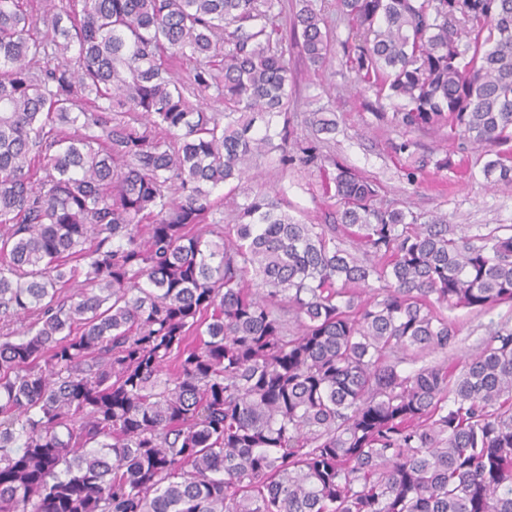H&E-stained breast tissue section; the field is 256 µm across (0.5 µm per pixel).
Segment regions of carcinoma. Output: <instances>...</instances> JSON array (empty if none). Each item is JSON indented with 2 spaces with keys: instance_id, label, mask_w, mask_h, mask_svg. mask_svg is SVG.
Returning <instances> with one entry per match:
<instances>
[{
  "instance_id": "1",
  "label": "carcinoma",
  "mask_w": 512,
  "mask_h": 512,
  "mask_svg": "<svg viewBox=\"0 0 512 512\" xmlns=\"http://www.w3.org/2000/svg\"><path fill=\"white\" fill-rule=\"evenodd\" d=\"M33 2L0 0V512H512V319L458 366L446 315L512 306V226L379 206L295 135L317 0L292 43L282 0ZM336 13L396 154L445 132L512 180V0ZM259 158L331 163L324 223Z\"/></svg>"
}]
</instances>
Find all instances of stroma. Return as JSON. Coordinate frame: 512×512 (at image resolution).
Returning <instances> with one entry per match:
<instances>
[{
  "instance_id": "stroma-1",
  "label": "stroma",
  "mask_w": 512,
  "mask_h": 512,
  "mask_svg": "<svg viewBox=\"0 0 512 512\" xmlns=\"http://www.w3.org/2000/svg\"><path fill=\"white\" fill-rule=\"evenodd\" d=\"M324 9L333 18L334 50L327 65L318 71L298 67L292 124L298 136H309L304 123L307 112L324 107L335 114L336 130L323 135L320 146L324 154L357 170L380 187L382 205L409 210L421 216L434 213L447 215L449 223L464 227L475 234L485 227L512 225V181L487 182L475 151L461 152L455 144L439 133H421L417 140L418 158L426 165L416 182H408L405 157L391 149L400 140L401 129L377 120L368 103L373 95L357 86L355 75L345 65L344 43L349 28L346 21L337 20L336 0H325ZM450 154L452 159L468 157L467 167L439 171L433 159ZM258 180L267 187L287 188L288 211L293 215H308L312 222L322 220L331 201L321 190L318 172L299 169L281 171L260 165ZM500 307L490 315H478L466 309L449 311L448 316L461 330L454 354L461 360L469 356L486 336L490 320L506 315Z\"/></svg>"
}]
</instances>
